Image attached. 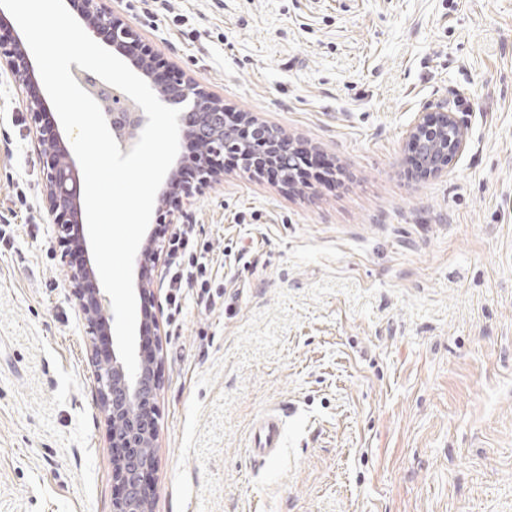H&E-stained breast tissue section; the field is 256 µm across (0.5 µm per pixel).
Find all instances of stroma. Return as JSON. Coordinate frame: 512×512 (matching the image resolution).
Masks as SVG:
<instances>
[{
    "instance_id": "1",
    "label": "stroma",
    "mask_w": 512,
    "mask_h": 512,
    "mask_svg": "<svg viewBox=\"0 0 512 512\" xmlns=\"http://www.w3.org/2000/svg\"><path fill=\"white\" fill-rule=\"evenodd\" d=\"M226 107L337 164L291 189L225 170L171 237L209 244L223 304L138 313L163 358L153 512H512V0H98ZM0 69V512H112L118 486L30 97ZM449 105L467 144L407 176L406 135ZM285 422L277 458L252 427ZM283 421L274 413L263 414L255 423L251 452L257 459L266 462L276 458L281 448Z\"/></svg>"
}]
</instances>
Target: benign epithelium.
I'll return each instance as SVG.
<instances>
[{
	"label": "benign epithelium",
	"mask_w": 512,
	"mask_h": 512,
	"mask_svg": "<svg viewBox=\"0 0 512 512\" xmlns=\"http://www.w3.org/2000/svg\"><path fill=\"white\" fill-rule=\"evenodd\" d=\"M80 15L85 27L118 50L136 49L133 63L148 78V85L156 97L171 106L181 108L179 130L207 145L204 154L193 158L196 177L204 185L216 177L211 159L226 152L241 150L235 134L224 136V117L233 113L213 98L201 85L180 75L170 76L163 86L155 81L154 72L165 71L164 63L153 49L142 43L136 31L121 17L105 15L98 11L97 0H69ZM0 67L9 71L21 84L29 83L34 73L28 52L22 40L13 37L0 39ZM79 83L89 94L99 98L108 96L104 116L112 135L121 141L123 148L134 145L128 133L143 130L147 117L140 107L121 90L106 84L93 74L82 73ZM271 136H263L252 143L254 154L264 157V145L274 144L272 163L277 169L291 171L298 167L297 151L281 140L276 128L264 125ZM443 130L448 132L442 157L433 154L428 138ZM412 158L421 171L436 176L448 168L452 157L465 147L463 124L455 113L421 112L407 134ZM44 193L49 215L57 231L59 247L66 248L71 227L81 222L79 202L81 180L79 170L67 148L56 135L41 138ZM162 245L153 236L147 238L136 258L138 277H144L158 261ZM94 274L90 261L71 270L70 288L78 300L84 320L91 335L102 332L112 319L109 299L98 288H88L89 277ZM89 362L94 386L101 408L106 413L107 437L112 452V479L121 492L112 499V512H151L152 490L145 475L157 464V425L143 414L142 406L151 405L159 391L156 360H145L138 365L135 378H130L117 353L102 360L96 348L90 349Z\"/></svg>",
	"instance_id": "7a95c632"
}]
</instances>
